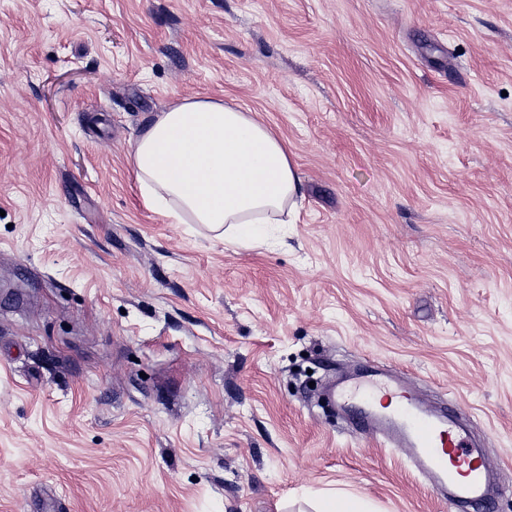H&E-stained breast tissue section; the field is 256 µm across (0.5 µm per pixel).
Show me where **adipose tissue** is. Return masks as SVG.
<instances>
[{
  "label": "adipose tissue",
  "mask_w": 512,
  "mask_h": 512,
  "mask_svg": "<svg viewBox=\"0 0 512 512\" xmlns=\"http://www.w3.org/2000/svg\"><path fill=\"white\" fill-rule=\"evenodd\" d=\"M145 200L177 224H204L245 244L284 223L298 189L288 147L268 125L220 99L159 112L127 152Z\"/></svg>",
  "instance_id": "1"
}]
</instances>
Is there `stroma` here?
<instances>
[{
	"instance_id": "35a3bbf8",
	"label": "stroma",
	"mask_w": 512,
	"mask_h": 512,
	"mask_svg": "<svg viewBox=\"0 0 512 512\" xmlns=\"http://www.w3.org/2000/svg\"><path fill=\"white\" fill-rule=\"evenodd\" d=\"M185 96L288 144L234 246L127 158ZM374 366L466 412L454 508L307 378ZM512 512V0H0V512Z\"/></svg>"
}]
</instances>
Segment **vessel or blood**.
<instances>
[{"label":"vessel or blood","instance_id":"obj_1","mask_svg":"<svg viewBox=\"0 0 512 512\" xmlns=\"http://www.w3.org/2000/svg\"><path fill=\"white\" fill-rule=\"evenodd\" d=\"M378 391L398 396V404L362 416L360 426L386 445L409 449L413 467L430 489L468 505L485 500L490 471L482 453L446 413L424 409L411 389L378 372L343 387L339 397L366 407Z\"/></svg>","mask_w":512,"mask_h":512}]
</instances>
